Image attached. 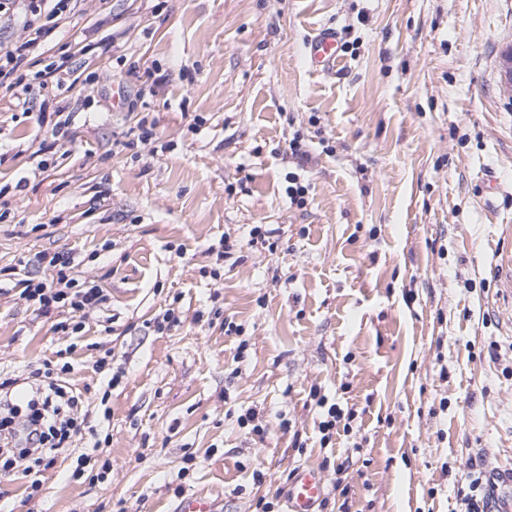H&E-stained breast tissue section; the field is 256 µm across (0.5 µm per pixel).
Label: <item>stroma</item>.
Instances as JSON below:
<instances>
[{"mask_svg": "<svg viewBox=\"0 0 512 512\" xmlns=\"http://www.w3.org/2000/svg\"><path fill=\"white\" fill-rule=\"evenodd\" d=\"M326 25L321 75L303 52ZM510 45L512 0H77L39 47L69 55V92L30 109L0 88V380L71 349L84 408L111 410L110 468L59 455L30 500L1 476L0 512H263L306 463L320 512H457L472 470L507 478ZM41 102L72 115L42 169ZM45 252L108 296L79 337L18 297ZM320 395L353 413L327 444ZM305 60L316 73L325 74L336 69L340 60L338 32L335 28L323 26L317 29L305 42Z\"/></svg>", "mask_w": 512, "mask_h": 512, "instance_id": "1", "label": "stroma"}]
</instances>
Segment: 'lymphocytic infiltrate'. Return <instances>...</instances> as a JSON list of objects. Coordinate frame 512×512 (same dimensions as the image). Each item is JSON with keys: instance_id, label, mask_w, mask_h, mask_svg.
I'll list each match as a JSON object with an SVG mask.
<instances>
[{"instance_id": "f902f5d3", "label": "lymphocytic infiltrate", "mask_w": 512, "mask_h": 512, "mask_svg": "<svg viewBox=\"0 0 512 512\" xmlns=\"http://www.w3.org/2000/svg\"><path fill=\"white\" fill-rule=\"evenodd\" d=\"M74 0H0V18L22 16L25 36L0 52V85L28 93L24 68L34 67L39 41L72 11ZM51 280H22L20 300L44 316L59 314L56 327L79 335L87 315L107 301L102 288L71 278L72 257L64 252L43 254ZM73 364L65 359L44 362L29 370L22 383L28 395L16 401L17 383L0 382V474L30 476L51 467L62 452L73 449L75 437L90 427L82 399L69 377Z\"/></svg>"}]
</instances>
